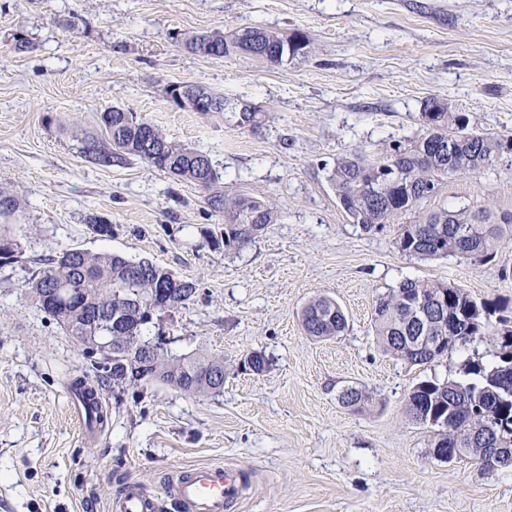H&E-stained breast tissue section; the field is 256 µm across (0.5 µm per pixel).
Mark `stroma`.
I'll return each mask as SVG.
<instances>
[{"mask_svg": "<svg viewBox=\"0 0 512 512\" xmlns=\"http://www.w3.org/2000/svg\"><path fill=\"white\" fill-rule=\"evenodd\" d=\"M258 25L300 32L304 53L269 65L187 53L179 34ZM28 44L15 48L17 40ZM180 82L224 95L208 115L169 101ZM448 102L479 133L512 135V0H0V190L21 204L0 262V512H109L138 483L155 512L192 464H222L248 485L231 512H512V468L482 474L432 455L433 429L404 413L419 381L461 377L486 342L424 366L376 343L374 301L406 277L449 281L512 316V240L494 261L400 252L397 227L366 232L341 208L329 176L351 154L383 155L426 135V100ZM121 106L207 152L224 192L274 203L276 224L248 247L214 242L224 222L198 186L148 168L90 162L83 132ZM257 125L237 126L240 108ZM492 204L512 211V167L449 177L422 210ZM112 235L88 229L90 214ZM71 248L147 258L196 280L191 303L153 320L172 355L224 361V389L188 394L161 384L115 395L98 438L74 419L68 385L97 382L82 346L41 312L24 284ZM336 299V337L306 334L310 299ZM265 353L267 369L244 370ZM373 398L362 413L339 393Z\"/></svg>", "mask_w": 512, "mask_h": 512, "instance_id": "obj_1", "label": "stroma"}]
</instances>
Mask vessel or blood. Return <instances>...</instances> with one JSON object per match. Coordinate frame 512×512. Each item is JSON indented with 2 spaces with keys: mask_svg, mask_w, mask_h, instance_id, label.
I'll return each mask as SVG.
<instances>
[{
  "mask_svg": "<svg viewBox=\"0 0 512 512\" xmlns=\"http://www.w3.org/2000/svg\"><path fill=\"white\" fill-rule=\"evenodd\" d=\"M241 474L221 465H196L180 471L167 491L179 512H227L239 497ZM155 506L137 483H128L114 512H154Z\"/></svg>",
  "mask_w": 512,
  "mask_h": 512,
  "instance_id": "obj_1",
  "label": "vessel or blood"
}]
</instances>
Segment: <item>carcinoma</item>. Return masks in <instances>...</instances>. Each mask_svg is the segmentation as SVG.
Here are the masks:
<instances>
[{
  "mask_svg": "<svg viewBox=\"0 0 512 512\" xmlns=\"http://www.w3.org/2000/svg\"><path fill=\"white\" fill-rule=\"evenodd\" d=\"M301 44L287 53L286 40L258 26H246L226 37L220 31L185 35L184 48L194 54L224 57L243 53L268 64H281L309 46L307 37L294 34ZM189 93L210 101V112L224 111V96L205 87L187 86ZM422 118L427 135L392 145L378 161L352 154L337 161L330 182L345 213L365 232L396 218L413 216L399 227V251L420 259L460 256L480 262L494 258L497 243L512 238V214L497 215L485 206L463 205L419 211L422 201L435 196L448 177L477 171L501 161L512 163V136L468 130L466 116L447 103L429 99ZM456 138L448 154V135ZM81 152L95 162L123 165L132 157L147 166L210 191L206 202L224 216V247L243 249L277 221L273 207L245 196L214 191L220 176L210 156L198 149L169 141L152 121L120 107L100 113L98 130L80 139ZM18 200L0 191V218L15 216ZM90 230L100 238L112 236V224L91 215ZM24 290L37 308L68 335L100 356L96 369L121 394L128 388L159 382L184 393H212L224 387V361L205 357H169L147 338L150 324L139 307L127 299H148L172 308H184L198 290L197 282L182 278L153 261L134 260L109 252L91 254L81 249L62 252L35 270ZM422 308L428 322L417 323L413 312ZM496 310L479 302L450 282L405 278L376 300L374 330L383 351L413 365H428L458 346L490 339L497 341L493 358L469 361L460 379H427L408 393L409 420L438 429L437 448L458 449L457 460L471 462L486 475L512 466V329L508 319L493 318ZM344 312L335 299L319 296L302 311L307 335L319 340L339 335L346 328ZM429 333L441 340L436 351L421 350L413 337ZM136 336L153 350V366L140 367L146 355L126 345L104 348L107 337ZM339 402L360 411L368 394L345 388ZM499 442L507 456L492 464L486 449Z\"/></svg>",
  "mask_w": 512,
  "mask_h": 512,
  "instance_id": "carcinoma-1",
  "label": "carcinoma"
}]
</instances>
